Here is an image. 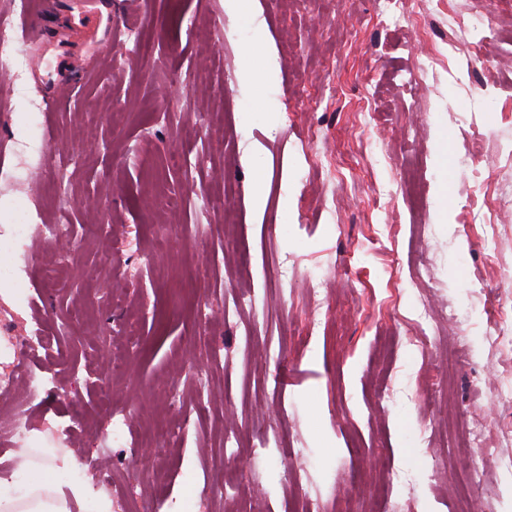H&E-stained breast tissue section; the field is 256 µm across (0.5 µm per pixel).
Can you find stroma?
<instances>
[{"label": "stroma", "mask_w": 512, "mask_h": 512, "mask_svg": "<svg viewBox=\"0 0 512 512\" xmlns=\"http://www.w3.org/2000/svg\"><path fill=\"white\" fill-rule=\"evenodd\" d=\"M28 2L0 0L25 54L68 24ZM224 2L112 0L117 43L75 39L86 73L51 111L29 71L0 70V258L17 270L0 276L13 291L0 336L46 343L25 366L46 379L17 409L27 430L0 424V475L28 458L29 430H47L115 512H157L161 498L166 512H217L227 467L239 512H343L351 499L374 512L389 469L386 512H457L461 450L417 377L439 390L441 362L463 347L459 423L482 422L512 460V403L496 398L512 388V343L495 335L512 336V0H445L452 27L429 12L394 25L381 0H259L254 20ZM487 19L495 33L473 54L469 32ZM270 44L276 83L242 85ZM22 219L62 225L76 252L11 248ZM383 224L394 232L380 243ZM315 277L328 319L309 333ZM445 303L459 319L436 318L428 351L410 345L421 305ZM107 341L120 365L101 356ZM118 412L128 428L114 441ZM183 420L154 447V427ZM228 435L241 447L225 451Z\"/></svg>", "instance_id": "stroma-1"}]
</instances>
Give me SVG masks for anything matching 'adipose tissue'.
<instances>
[{
    "label": "adipose tissue",
    "mask_w": 512,
    "mask_h": 512,
    "mask_svg": "<svg viewBox=\"0 0 512 512\" xmlns=\"http://www.w3.org/2000/svg\"><path fill=\"white\" fill-rule=\"evenodd\" d=\"M28 478L19 483L0 476V512H112L109 495L88 482L60 486L43 479V471L75 470L82 461L70 451L54 453L45 462L27 460Z\"/></svg>",
    "instance_id": "obj_1"
}]
</instances>
